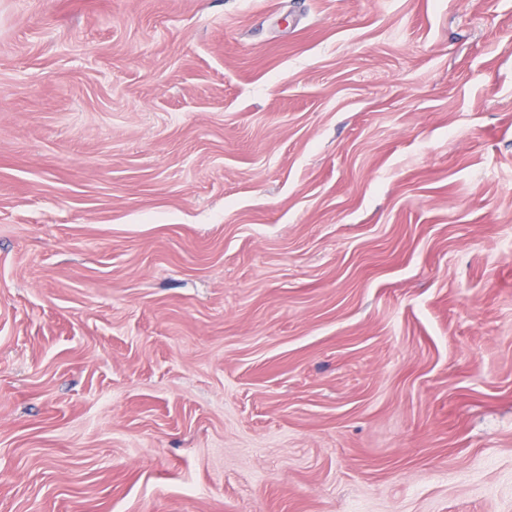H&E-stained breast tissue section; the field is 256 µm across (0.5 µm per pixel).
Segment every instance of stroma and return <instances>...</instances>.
Instances as JSON below:
<instances>
[{
  "instance_id": "stroma-1",
  "label": "stroma",
  "mask_w": 512,
  "mask_h": 512,
  "mask_svg": "<svg viewBox=\"0 0 512 512\" xmlns=\"http://www.w3.org/2000/svg\"><path fill=\"white\" fill-rule=\"evenodd\" d=\"M0 512H512V0H0Z\"/></svg>"
}]
</instances>
